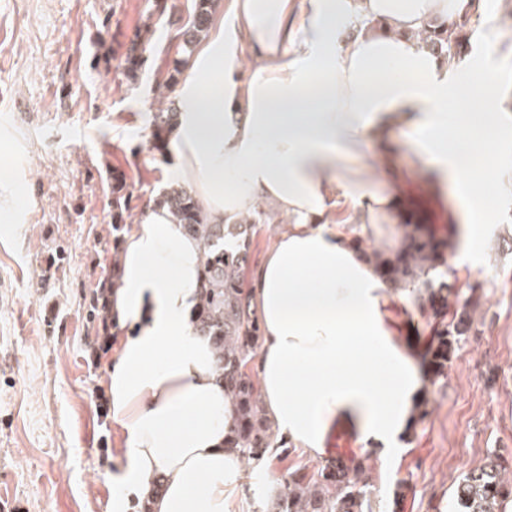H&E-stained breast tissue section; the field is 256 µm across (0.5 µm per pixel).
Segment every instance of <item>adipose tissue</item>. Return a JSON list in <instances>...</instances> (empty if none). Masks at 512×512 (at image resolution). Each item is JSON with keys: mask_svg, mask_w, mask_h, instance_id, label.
Here are the masks:
<instances>
[{"mask_svg": "<svg viewBox=\"0 0 512 512\" xmlns=\"http://www.w3.org/2000/svg\"><path fill=\"white\" fill-rule=\"evenodd\" d=\"M459 0H217L208 35L176 89L178 123L162 137L168 177L190 188L213 224L272 206L287 218L251 285L263 328L257 372L276 431L311 457L343 431L364 447L397 451L424 381L414 350L391 330L395 294L359 254L380 244L398 196L379 180H404L393 156L407 147L429 188L459 189L464 224L453 266H476L483 219L499 177L474 162L501 129L487 87L506 74L472 68L464 83L407 33ZM354 35L339 41L341 22ZM388 24L386 34L365 21ZM479 101L484 125L456 116ZM345 198L360 221L325 219ZM200 246L166 206L150 202L126 235L109 288L121 340L102 386L126 436L116 505L149 512H232L246 496V463L229 442L231 399L208 342L192 322L201 285Z\"/></svg>", "mask_w": 512, "mask_h": 512, "instance_id": "obj_1", "label": "adipose tissue"}]
</instances>
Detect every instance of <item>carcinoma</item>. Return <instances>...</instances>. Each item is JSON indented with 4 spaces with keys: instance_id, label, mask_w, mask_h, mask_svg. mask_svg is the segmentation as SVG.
<instances>
[{
    "instance_id": "carcinoma-1",
    "label": "carcinoma",
    "mask_w": 512,
    "mask_h": 512,
    "mask_svg": "<svg viewBox=\"0 0 512 512\" xmlns=\"http://www.w3.org/2000/svg\"><path fill=\"white\" fill-rule=\"evenodd\" d=\"M480 0H468V9L450 17L430 19L414 37L428 52L453 67L469 53L467 31L471 12ZM214 0H195L192 19L177 28L183 52H189L206 35ZM153 35L149 23L136 29L120 61L127 80L135 83L144 65L146 44ZM176 109L161 106L153 114L159 131L172 125ZM116 188L112 199V224L126 223L132 210V194L126 191L123 175L112 176ZM164 202L176 223L202 245V286L196 331L205 337L216 355V367L224 381V392L237 409V423L230 445L239 449L248 461L261 460L268 449L277 447L274 432L264 418L263 402L256 373L250 363L258 354L261 341L260 322L252 308L245 286L246 269L256 224L263 212L257 211L236 224H209L200 212L194 196L184 187H172ZM358 248L392 287L409 292L422 310L433 318L444 317L448 308L459 301L458 293L444 281H434L430 274L443 263L444 243L419 224H408L402 247L391 256L368 249L364 241ZM87 320L93 325L106 324L107 298L104 289L92 295ZM465 319L441 324L429 347L432 379L445 374L448 359L463 335ZM361 457L342 464L328 462L309 474L303 470L288 473L274 512H371L368 498L369 465ZM512 470L498 455H491L481 466L470 470L457 484L454 506L457 512H505L512 490L505 475Z\"/></svg>"
}]
</instances>
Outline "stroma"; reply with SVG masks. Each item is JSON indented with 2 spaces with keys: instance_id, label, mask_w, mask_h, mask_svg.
<instances>
[{
  "instance_id": "obj_1",
  "label": "stroma",
  "mask_w": 512,
  "mask_h": 512,
  "mask_svg": "<svg viewBox=\"0 0 512 512\" xmlns=\"http://www.w3.org/2000/svg\"><path fill=\"white\" fill-rule=\"evenodd\" d=\"M152 10V0H0V161L24 202L14 223H0V512H114L126 437L99 382L118 345L97 343L86 305L112 276L113 172L125 174L138 210L166 180L167 154L142 131L182 55L175 28L157 27L168 47L145 51L137 83L119 66ZM511 13L505 0H482L471 51L450 80L472 66L512 76V50L489 45L494 33L512 41L501 24ZM490 93L507 130L483 157L502 174L489 218L497 229L481 264L443 271L471 305L458 350L429 388L428 414L391 455L343 433L327 440V460L369 456L373 512H454L465 473L512 455V79ZM49 141L54 152L42 151ZM427 182L413 171L405 190L415 203L399 221L423 220L444 238L457 200L425 201ZM387 312L428 372L436 320L412 301ZM318 465L294 444L273 449L252 463V492L236 512H271L289 470Z\"/></svg>"
}]
</instances>
